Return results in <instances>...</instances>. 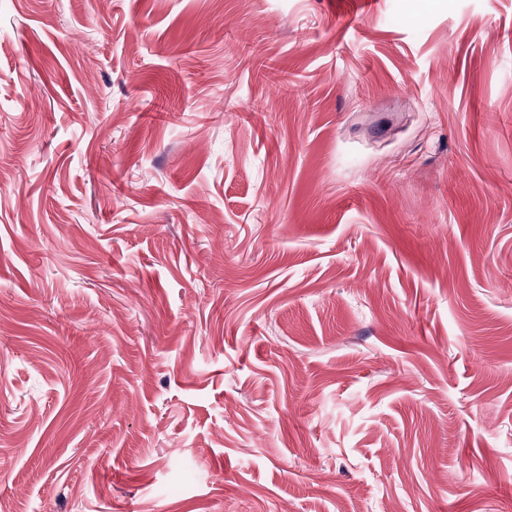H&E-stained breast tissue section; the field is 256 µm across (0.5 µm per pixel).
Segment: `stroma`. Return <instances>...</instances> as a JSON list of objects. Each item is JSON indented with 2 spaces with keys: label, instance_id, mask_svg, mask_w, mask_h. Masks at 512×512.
Masks as SVG:
<instances>
[{
  "label": "stroma",
  "instance_id": "obj_1",
  "mask_svg": "<svg viewBox=\"0 0 512 512\" xmlns=\"http://www.w3.org/2000/svg\"><path fill=\"white\" fill-rule=\"evenodd\" d=\"M512 0H0V512H504Z\"/></svg>",
  "mask_w": 512,
  "mask_h": 512
}]
</instances>
